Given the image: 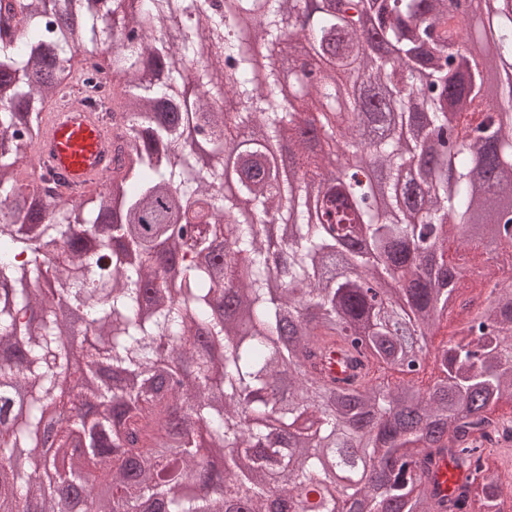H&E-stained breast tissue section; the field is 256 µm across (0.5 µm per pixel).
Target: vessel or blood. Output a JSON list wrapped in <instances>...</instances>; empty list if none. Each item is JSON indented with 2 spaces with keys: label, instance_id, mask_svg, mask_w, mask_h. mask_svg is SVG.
Wrapping results in <instances>:
<instances>
[{
  "label": "vessel or blood",
  "instance_id": "obj_1",
  "mask_svg": "<svg viewBox=\"0 0 512 512\" xmlns=\"http://www.w3.org/2000/svg\"><path fill=\"white\" fill-rule=\"evenodd\" d=\"M37 166L61 175L69 188H86L112 170L109 133L94 113L57 99L45 115Z\"/></svg>",
  "mask_w": 512,
  "mask_h": 512
}]
</instances>
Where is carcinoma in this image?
Masks as SVG:
<instances>
[{
    "label": "carcinoma",
    "instance_id": "carcinoma-1",
    "mask_svg": "<svg viewBox=\"0 0 512 512\" xmlns=\"http://www.w3.org/2000/svg\"><path fill=\"white\" fill-rule=\"evenodd\" d=\"M20 0L0 18V508L57 512L61 488L106 470L78 512H336L342 449L378 493L346 512H505L483 460L512 405V0H481L480 55L454 0ZM91 54L112 95V175L77 205L59 180H17L62 68ZM321 62L319 84L299 75ZM294 71L281 101V73ZM496 108V132L478 117ZM305 124L370 161L336 177ZM297 146L280 178L266 146ZM320 178L316 209L309 174ZM286 213L278 253L266 221ZM485 244L487 305L459 299L448 239ZM404 279L374 300L370 280ZM457 339L431 351L449 314ZM342 343L344 379L323 368ZM112 371L71 384V351ZM406 377L390 384L376 372ZM439 371L427 388L415 385ZM71 414L38 455L45 408ZM94 402L107 426L71 447ZM203 437L224 469L197 462ZM468 473L444 495L437 468ZM204 481L217 496L187 491ZM319 500L308 510L303 493Z\"/></svg>",
    "mask_w": 512,
    "mask_h": 512
}]
</instances>
